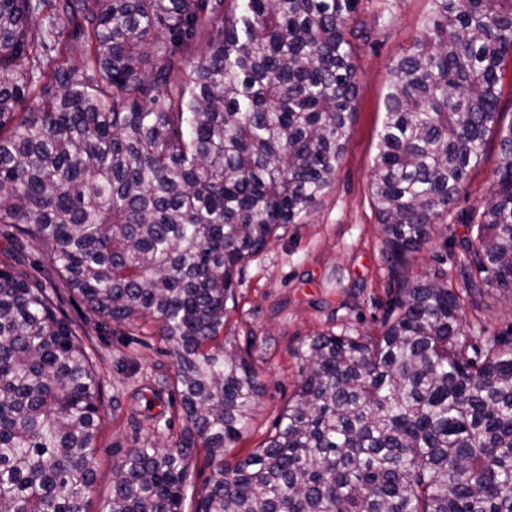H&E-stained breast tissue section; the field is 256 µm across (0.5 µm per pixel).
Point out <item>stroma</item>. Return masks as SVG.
I'll return each instance as SVG.
<instances>
[{
  "label": "stroma",
  "instance_id": "35a3bbf8",
  "mask_svg": "<svg viewBox=\"0 0 512 512\" xmlns=\"http://www.w3.org/2000/svg\"><path fill=\"white\" fill-rule=\"evenodd\" d=\"M429 12V0H360L357 18L371 36L356 44L359 93L336 179L301 223L282 229L279 238L252 258L241 274L230 340L240 349L251 350L256 360L265 361L267 371L255 418L235 448L227 452L228 464H236L273 432L295 390L300 362L294 352L305 340L328 329L356 336L375 334L381 328L396 284L371 197V172L393 60L422 35ZM497 162V142L491 139L449 214L447 226L437 227L421 245L405 269L407 277L417 279L442 268L448 273L449 285L459 286L453 246L467 236L465 215L488 195ZM62 297L64 312L95 357L101 412L111 419L99 439L94 497L99 507L112 494L116 451L166 439L167 429L133 422L128 400L132 390L172 374V361L161 352L157 338L142 344L133 327L101 329L76 295L66 291ZM463 321L468 328L510 330L512 299L496 293L482 304H465ZM130 356L136 357L137 368L121 369V361Z\"/></svg>",
  "mask_w": 512,
  "mask_h": 512
}]
</instances>
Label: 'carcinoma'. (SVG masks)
Instances as JSON below:
<instances>
[{"mask_svg":"<svg viewBox=\"0 0 512 512\" xmlns=\"http://www.w3.org/2000/svg\"><path fill=\"white\" fill-rule=\"evenodd\" d=\"M430 2L393 63L370 182L397 280L382 331L298 349L275 432L230 468L265 385L224 326L243 265L336 178L359 0H0V236L17 255L0 267V512H89L96 491L101 386L44 266L102 328L149 325L173 360L145 418L171 428L151 410L173 398L180 435L127 449L100 512H184L200 448L193 512H512V331H466L460 302L512 297V0ZM490 135L461 288L404 279ZM504 65L503 77L499 83V106L500 112L507 114V123L510 117H512V60L510 55L507 56ZM211 469L208 468L204 464V453L201 451L198 455L197 460L193 461L191 476L188 480L186 491H185V501H184V511L190 512L192 510V495L197 493L205 482V480L210 477Z\"/></svg>","mask_w":512,"mask_h":512,"instance_id":"carcinoma-1","label":"carcinoma"}]
</instances>
